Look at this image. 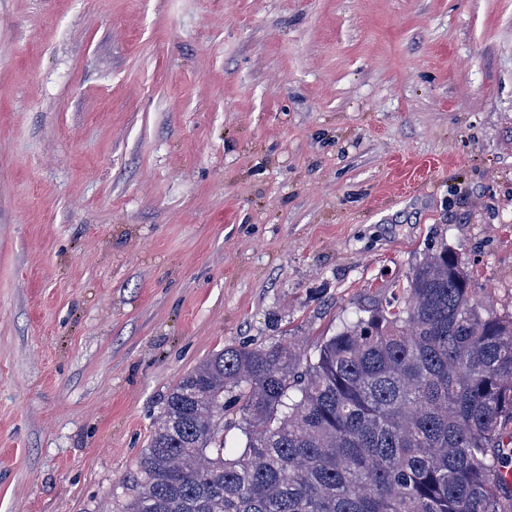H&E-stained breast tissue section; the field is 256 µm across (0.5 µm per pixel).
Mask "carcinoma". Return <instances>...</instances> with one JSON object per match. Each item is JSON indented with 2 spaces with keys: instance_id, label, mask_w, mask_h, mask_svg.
<instances>
[{
  "instance_id": "cac0c4a2",
  "label": "carcinoma",
  "mask_w": 512,
  "mask_h": 512,
  "mask_svg": "<svg viewBox=\"0 0 512 512\" xmlns=\"http://www.w3.org/2000/svg\"><path fill=\"white\" fill-rule=\"evenodd\" d=\"M511 464L512 313L444 246L309 359L276 341L200 361L165 395L122 512H512Z\"/></svg>"
}]
</instances>
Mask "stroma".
<instances>
[{
  "instance_id": "35a3bbf8",
  "label": "stroma",
  "mask_w": 512,
  "mask_h": 512,
  "mask_svg": "<svg viewBox=\"0 0 512 512\" xmlns=\"http://www.w3.org/2000/svg\"><path fill=\"white\" fill-rule=\"evenodd\" d=\"M512 0H0V512H120L166 392L448 245L512 312Z\"/></svg>"
}]
</instances>
